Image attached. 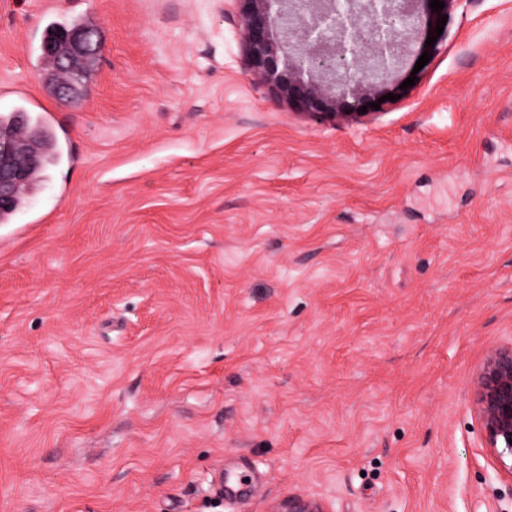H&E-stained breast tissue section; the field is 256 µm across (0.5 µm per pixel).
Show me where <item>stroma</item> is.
<instances>
[{"label":"stroma","mask_w":512,"mask_h":512,"mask_svg":"<svg viewBox=\"0 0 512 512\" xmlns=\"http://www.w3.org/2000/svg\"><path fill=\"white\" fill-rule=\"evenodd\" d=\"M231 7L0 0V112L79 152L0 224V512H512L474 410L512 344V0L336 119L245 73ZM86 15L73 103L36 58ZM84 27L85 29H83ZM69 28H71V30L63 33L64 37L66 38V41L64 44V48L62 50V57L60 60L61 69L72 68L77 62L83 60L88 56L94 55L98 47L97 34L95 32L87 30L86 28H89L93 31H95V29L77 19L73 20L71 24L68 26H56L52 34L47 39H45L44 42H52L56 44L61 32L63 30H68ZM97 55L98 52L90 60L83 63L81 67V76L79 79V90L74 96L70 98L62 96L58 92V86L66 87L68 89L72 88L69 87V85L66 83V73H64L61 69L59 70L58 66H56L58 73L54 75H49L48 77V82L50 83V87L53 93L60 98L70 99L71 101H75L76 98L82 97L87 85V80L91 78L95 70L97 63Z\"/></svg>","instance_id":"1"}]
</instances>
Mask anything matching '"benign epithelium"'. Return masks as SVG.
I'll return each mask as SVG.
<instances>
[{"label": "benign epithelium", "instance_id": "7a95c632", "mask_svg": "<svg viewBox=\"0 0 512 512\" xmlns=\"http://www.w3.org/2000/svg\"><path fill=\"white\" fill-rule=\"evenodd\" d=\"M232 21L245 47L246 65L289 105L313 115L358 117L362 107L399 91L396 73L411 56L436 45L437 19L464 0H233ZM60 68L95 54L97 34L64 32ZM28 148L18 137H0V207L8 206L27 173ZM475 411L487 447L512 458V345L491 346L475 379ZM281 512H326L316 500L290 499Z\"/></svg>", "mask_w": 512, "mask_h": 512}]
</instances>
